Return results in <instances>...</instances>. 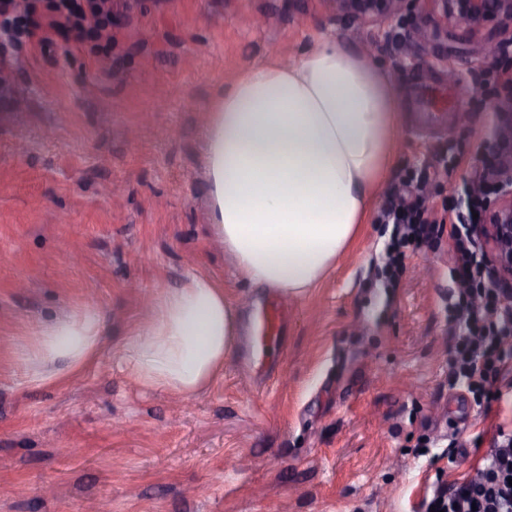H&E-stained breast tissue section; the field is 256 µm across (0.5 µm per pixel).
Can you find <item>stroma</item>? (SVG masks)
<instances>
[{
  "label": "stroma",
  "instance_id": "35a3bbf8",
  "mask_svg": "<svg viewBox=\"0 0 512 512\" xmlns=\"http://www.w3.org/2000/svg\"><path fill=\"white\" fill-rule=\"evenodd\" d=\"M112 10L111 40L21 55L0 106V512H86L101 497L110 512H424L435 485L468 479L493 437L512 435V381L482 405L448 386L447 235L407 249L388 288L393 227L370 218L264 339L273 293L236 281L213 234L202 129L241 69L324 38L372 47L405 106L375 207L409 183L440 216L487 175L512 123V42L494 25L443 34L433 18L386 41L327 0ZM488 42L499 57L483 55ZM436 58L459 83L428 68ZM192 271L225 285L244 331L223 376L185 400L137 385L121 356ZM88 306L103 322L95 362L65 383L36 380L24 359L34 336Z\"/></svg>",
  "mask_w": 512,
  "mask_h": 512
}]
</instances>
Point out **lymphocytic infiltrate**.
I'll use <instances>...</instances> for the list:
<instances>
[{"label":"lymphocytic infiltrate","mask_w":512,"mask_h":512,"mask_svg":"<svg viewBox=\"0 0 512 512\" xmlns=\"http://www.w3.org/2000/svg\"><path fill=\"white\" fill-rule=\"evenodd\" d=\"M0 0V72L13 69L22 50L44 49L63 38L65 47L111 36L112 0ZM464 210L450 208L445 220L431 218L420 190L404 192L383 209L393 224L385 256L388 287H398L405 251L444 231L452 243V271L457 288L448 302L454 347L450 384L462 383L476 396L488 395L512 371V293L490 287L477 216L479 190L466 193ZM437 512H512V436L493 443L475 477L451 487H436L431 498Z\"/></svg>","instance_id":"obj_1"}]
</instances>
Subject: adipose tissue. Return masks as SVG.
I'll return each mask as SVG.
<instances>
[{
	"instance_id": "adipose-tissue-1",
	"label": "adipose tissue",
	"mask_w": 512,
	"mask_h": 512,
	"mask_svg": "<svg viewBox=\"0 0 512 512\" xmlns=\"http://www.w3.org/2000/svg\"><path fill=\"white\" fill-rule=\"evenodd\" d=\"M401 110L377 58L330 38L238 72L204 137L215 237L240 280L302 298L335 270L391 170ZM100 329L90 308L43 329L27 349L34 376L81 372ZM240 334L223 285L193 272L155 301L122 360L139 385L189 399L223 374Z\"/></svg>"
}]
</instances>
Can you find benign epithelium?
<instances>
[{
  "instance_id": "benign-epithelium-1",
  "label": "benign epithelium",
  "mask_w": 512,
  "mask_h": 512,
  "mask_svg": "<svg viewBox=\"0 0 512 512\" xmlns=\"http://www.w3.org/2000/svg\"><path fill=\"white\" fill-rule=\"evenodd\" d=\"M336 16L384 32L407 18H436L445 28L477 36L491 23L512 37V0H329ZM502 165L494 171L495 197L486 202L483 235L498 278L512 282V127L499 135Z\"/></svg>"
}]
</instances>
